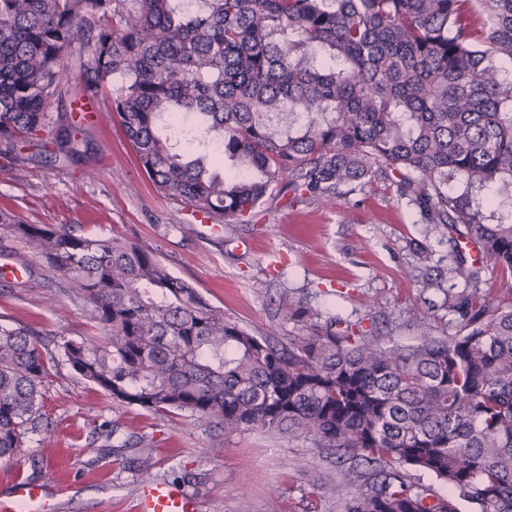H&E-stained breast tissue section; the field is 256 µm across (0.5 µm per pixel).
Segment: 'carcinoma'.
Listing matches in <instances>:
<instances>
[{"mask_svg": "<svg viewBox=\"0 0 512 512\" xmlns=\"http://www.w3.org/2000/svg\"><path fill=\"white\" fill-rule=\"evenodd\" d=\"M74 99L109 87L112 116L158 194L248 223L268 200L325 208L383 182L420 219L512 277V0H0V154L39 141L82 155L80 122L49 126L74 48ZM202 151L178 148L176 124ZM31 246L102 336L41 347L0 324V459L43 425L61 363L113 401L188 412L224 431L300 433L365 467L346 512H512V304L474 292L466 333L384 348L336 322L288 350L224 317L154 254L0 210V243ZM458 497L406 480V470Z\"/></svg>", "mask_w": 512, "mask_h": 512, "instance_id": "carcinoma-1", "label": "carcinoma"}]
</instances>
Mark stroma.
Returning <instances> with one entry per match:
<instances>
[{
    "label": "stroma",
    "instance_id": "obj_1",
    "mask_svg": "<svg viewBox=\"0 0 512 512\" xmlns=\"http://www.w3.org/2000/svg\"><path fill=\"white\" fill-rule=\"evenodd\" d=\"M112 102L100 94L82 123L87 147L61 167L39 148L0 158V209L31 224H73L87 236H118L153 252L227 319L288 345L310 321H335L387 347L433 335L458 336L460 293L448 270L447 237L382 183L356 189L339 206L270 200L249 224L212 227L198 212L157 194L139 169ZM429 260H422V253ZM0 323L39 332L55 346L97 335L84 302L25 244L0 254ZM304 318L282 321L285 298ZM44 429L26 437L18 460H0V497L13 480L44 485L59 512H136L140 486L167 481L191 494L198 512H344L336 452L294 434L225 432L189 414L161 416L123 406L59 365L46 388ZM150 442L142 462L137 441Z\"/></svg>",
    "mask_w": 512,
    "mask_h": 512
}]
</instances>
